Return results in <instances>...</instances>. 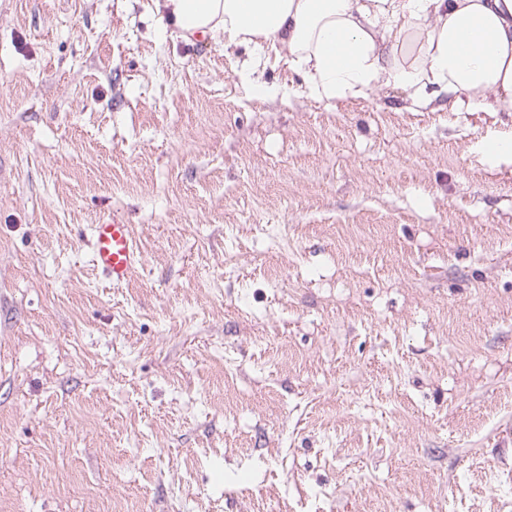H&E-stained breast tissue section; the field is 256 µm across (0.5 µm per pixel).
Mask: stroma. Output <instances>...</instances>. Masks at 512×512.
Returning a JSON list of instances; mask_svg holds the SVG:
<instances>
[{"mask_svg":"<svg viewBox=\"0 0 512 512\" xmlns=\"http://www.w3.org/2000/svg\"><path fill=\"white\" fill-rule=\"evenodd\" d=\"M247 57L0 0V512H512V112ZM94 268L112 284H123L141 264V253L127 224H96L92 228Z\"/></svg>","mask_w":512,"mask_h":512,"instance_id":"1","label":"stroma"}]
</instances>
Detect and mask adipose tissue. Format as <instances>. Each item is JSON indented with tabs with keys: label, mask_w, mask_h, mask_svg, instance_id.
<instances>
[{
	"label": "adipose tissue",
	"mask_w": 512,
	"mask_h": 512,
	"mask_svg": "<svg viewBox=\"0 0 512 512\" xmlns=\"http://www.w3.org/2000/svg\"><path fill=\"white\" fill-rule=\"evenodd\" d=\"M192 43L276 54L311 96L359 98L392 83L419 107L512 112V0H154Z\"/></svg>",
	"instance_id": "1"
}]
</instances>
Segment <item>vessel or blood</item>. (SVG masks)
<instances>
[{"label": "vessel or blood", "instance_id": "b4317fda", "mask_svg": "<svg viewBox=\"0 0 512 512\" xmlns=\"http://www.w3.org/2000/svg\"><path fill=\"white\" fill-rule=\"evenodd\" d=\"M91 247L94 268L113 284L127 282L141 264V253L129 225H94Z\"/></svg>", "mask_w": 512, "mask_h": 512}]
</instances>
